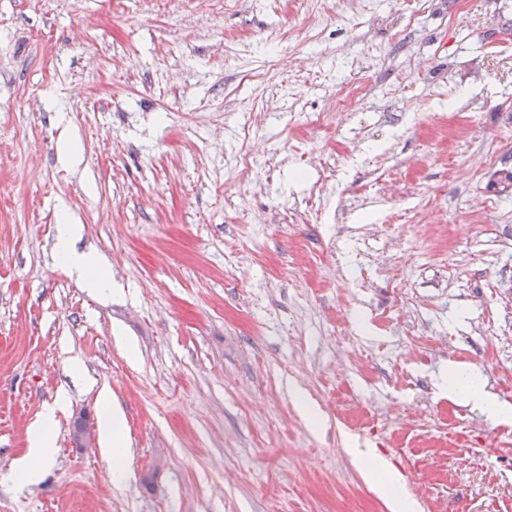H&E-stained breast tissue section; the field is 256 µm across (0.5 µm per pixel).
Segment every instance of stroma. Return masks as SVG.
<instances>
[{"instance_id":"35a3bbf8","label":"stroma","mask_w":512,"mask_h":512,"mask_svg":"<svg viewBox=\"0 0 512 512\" xmlns=\"http://www.w3.org/2000/svg\"><path fill=\"white\" fill-rule=\"evenodd\" d=\"M510 28L512 0H0V512H512V421L440 388L474 366L512 404ZM66 260L69 267L85 279L88 288L99 291L111 287L110 281L99 271L96 259L89 253L70 250ZM100 419L101 439L105 447L112 453V469L118 475L126 469L127 440L124 429V416L118 406L108 403ZM56 408L46 411L42 422L33 427L29 437L26 456L19 462L16 474L27 483H37L54 457V442L47 434V428L54 417Z\"/></svg>"}]
</instances>
